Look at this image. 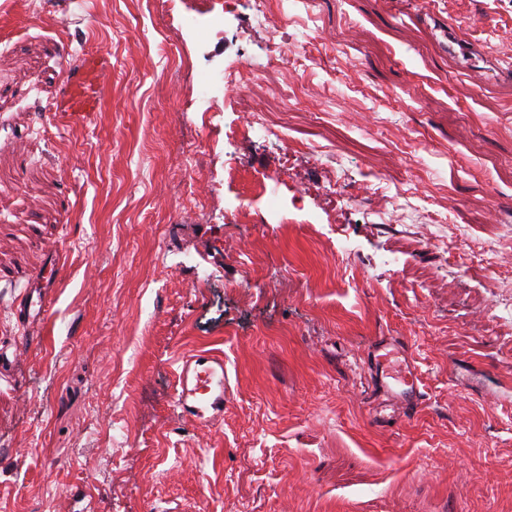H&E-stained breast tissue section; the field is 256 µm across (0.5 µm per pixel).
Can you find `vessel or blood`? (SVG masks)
<instances>
[{
    "label": "vessel or blood",
    "mask_w": 512,
    "mask_h": 512,
    "mask_svg": "<svg viewBox=\"0 0 512 512\" xmlns=\"http://www.w3.org/2000/svg\"><path fill=\"white\" fill-rule=\"evenodd\" d=\"M111 68L108 55L91 52L73 64L55 100V111L73 122H82L100 111L106 96L105 76ZM405 349L390 338L374 342L367 364L379 391L380 402L370 419L385 427L414 413L421 401L420 373ZM176 396L185 419L207 425L224 412V357L196 351L183 357L176 375Z\"/></svg>",
    "instance_id": "vessel-or-blood-1"
}]
</instances>
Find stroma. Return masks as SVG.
<instances>
[{
  "label": "stroma",
  "instance_id": "35a3bbf8",
  "mask_svg": "<svg viewBox=\"0 0 512 512\" xmlns=\"http://www.w3.org/2000/svg\"><path fill=\"white\" fill-rule=\"evenodd\" d=\"M28 2L0 0V512H512V79L485 74L512 59V0H296L281 24L309 71L291 102L285 69L224 97L268 49L246 5L184 27L141 0ZM448 18L480 59L444 53ZM169 39L179 100L156 79ZM90 50L112 59L108 99L68 122L54 102ZM207 98L224 110L205 133ZM252 109L285 141L225 140ZM289 143L281 223H225L264 212L251 183ZM196 167L219 192L190 218ZM330 178L349 197L333 224ZM52 254L45 310L19 321ZM382 337L424 389L376 427ZM195 350L224 354L210 426L174 405Z\"/></svg>",
  "mask_w": 512,
  "mask_h": 512
}]
</instances>
